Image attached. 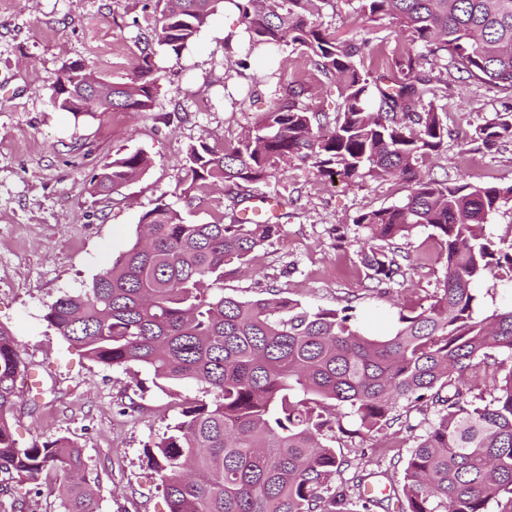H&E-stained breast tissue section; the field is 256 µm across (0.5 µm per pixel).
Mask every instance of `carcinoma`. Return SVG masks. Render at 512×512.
<instances>
[{"label": "carcinoma", "mask_w": 512, "mask_h": 512, "mask_svg": "<svg viewBox=\"0 0 512 512\" xmlns=\"http://www.w3.org/2000/svg\"><path fill=\"white\" fill-rule=\"evenodd\" d=\"M244 26L247 51L236 64L291 47L307 57L311 81L285 85L235 142L207 136L190 146L189 208L229 201L209 222H193L159 202L140 218L135 240L91 285L64 293L44 320L92 361L138 365L156 381L193 380L213 399L179 404V417L144 448L162 480L168 512H371L382 500H356L333 486L349 461L333 432H379L399 404L435 408L389 489L405 512H512V303L487 312L481 284L512 288V225L497 240L486 224L512 205V182L450 183L422 173L452 131L437 101L448 73L512 95V0H357L369 19L389 17L408 33L401 49L366 38L338 40L313 21L327 0H157L161 18L140 33L130 73L112 85L70 63L53 86L54 107L73 116L148 112L159 88L153 45L176 55L224 2ZM339 90L335 118L303 102L311 86ZM474 150L512 143V107L476 127ZM142 151L116 154L95 176L101 192L141 176ZM346 183L397 178L405 201L362 209L360 263L372 290L400 284L409 256L395 241L430 228L441 245L443 279L427 305L397 312L391 331H366L351 302L311 308L273 290L241 300L224 295V269L244 266L281 237L280 216L255 221L238 206L248 185L292 165ZM495 368L464 387L475 361ZM26 368L0 324V473L44 487L64 512H98L82 449L66 438L20 444L10 415Z\"/></svg>", "instance_id": "obj_1"}]
</instances>
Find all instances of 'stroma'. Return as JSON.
<instances>
[{"label": "stroma", "instance_id": "35a3bbf8", "mask_svg": "<svg viewBox=\"0 0 512 512\" xmlns=\"http://www.w3.org/2000/svg\"><path fill=\"white\" fill-rule=\"evenodd\" d=\"M356 0H327L315 21L347 39L390 46L404 43L395 20L362 17ZM156 0H0V324L8 327L33 379L17 382L11 419L19 443L60 437L83 450L96 483L99 512H167L159 475L147 466L152 444L178 417V402L201 397L195 381L156 385L141 367H104L62 340L44 314L62 292L88 288L93 278L135 240L139 220L164 201L185 210L184 167L188 148L201 137L237 139L278 96L275 84L256 86L251 99L232 104L225 84L234 76L224 54L223 29L238 16L218 13L193 47L175 55L157 48L159 89L148 112H107L75 121L50 101L51 86L75 60L110 81L124 79L139 53L142 29L154 26ZM444 101L453 130L437 176L453 182L512 181V144L482 155L463 143L466 134L504 112L511 101L491 85L449 76ZM142 151L151 166L136 181L109 195L92 182L115 153ZM256 199L290 198L278 240L259 249L250 272H226L224 292L242 300L274 288L312 307L353 303L361 322L385 332L398 306L427 302L440 286V245L419 227L397 245L410 255L402 285L386 294L368 290L357 256L352 218L364 208L405 199L406 184L394 179L347 185L300 165L251 185ZM429 417L401 408L387 433L337 434L333 445L350 465L336 478L351 498L355 477L380 472L407 455Z\"/></svg>", "mask_w": 512, "mask_h": 512}]
</instances>
